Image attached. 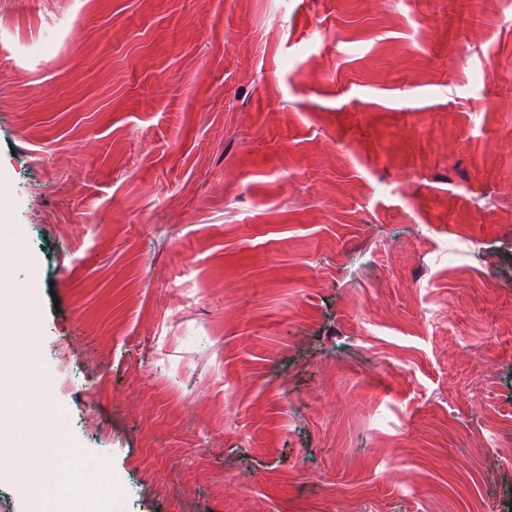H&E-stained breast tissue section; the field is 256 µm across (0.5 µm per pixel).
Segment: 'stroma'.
Instances as JSON below:
<instances>
[{
  "label": "stroma",
  "instance_id": "stroma-1",
  "mask_svg": "<svg viewBox=\"0 0 512 512\" xmlns=\"http://www.w3.org/2000/svg\"><path fill=\"white\" fill-rule=\"evenodd\" d=\"M511 69L512 0L0 9L12 280L119 512H512Z\"/></svg>",
  "mask_w": 512,
  "mask_h": 512
}]
</instances>
